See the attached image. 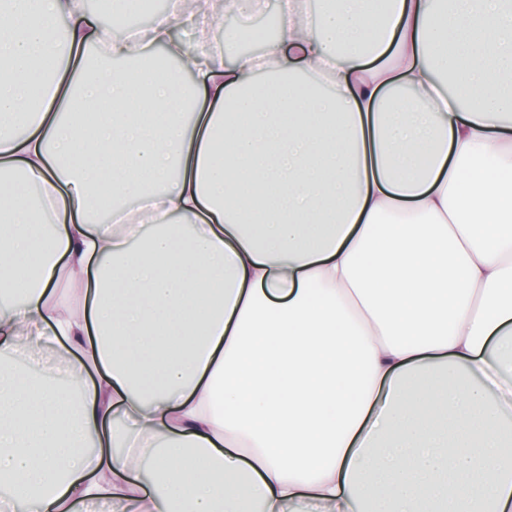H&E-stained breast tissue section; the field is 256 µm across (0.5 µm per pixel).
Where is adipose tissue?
Instances as JSON below:
<instances>
[{"label": "adipose tissue", "instance_id": "adipose-tissue-1", "mask_svg": "<svg viewBox=\"0 0 512 512\" xmlns=\"http://www.w3.org/2000/svg\"><path fill=\"white\" fill-rule=\"evenodd\" d=\"M277 22L0 0L14 512H512V0Z\"/></svg>", "mask_w": 512, "mask_h": 512}]
</instances>
